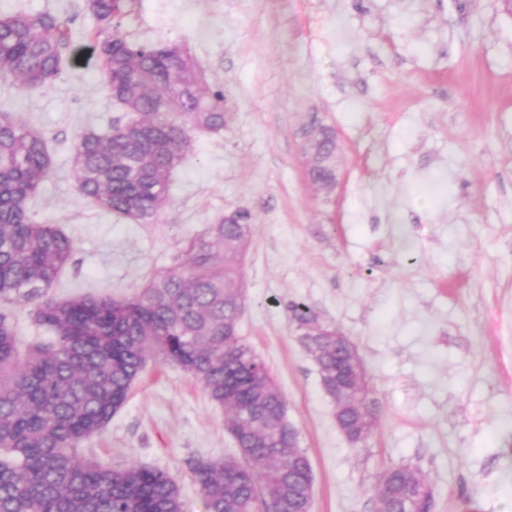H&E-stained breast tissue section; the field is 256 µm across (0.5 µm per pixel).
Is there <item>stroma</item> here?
<instances>
[{
    "instance_id": "obj_1",
    "label": "stroma",
    "mask_w": 512,
    "mask_h": 512,
    "mask_svg": "<svg viewBox=\"0 0 512 512\" xmlns=\"http://www.w3.org/2000/svg\"><path fill=\"white\" fill-rule=\"evenodd\" d=\"M72 33L51 86L0 77V111L45 141L30 208L74 242L52 293H137L224 215L253 226L239 335L287 400L314 475L311 512H376L382 473L420 469L432 512H512V14L501 0H139L129 39L183 45L231 118L174 170L154 224L91 203L71 175L83 130L122 111L86 62V0H0ZM338 138V185L316 190L307 135ZM300 300L363 358L377 427L351 445L288 305ZM96 458L172 475L202 512L192 458L236 453L221 408L181 368L149 363L87 440Z\"/></svg>"
}]
</instances>
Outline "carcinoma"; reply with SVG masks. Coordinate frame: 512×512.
<instances>
[{
    "mask_svg": "<svg viewBox=\"0 0 512 512\" xmlns=\"http://www.w3.org/2000/svg\"><path fill=\"white\" fill-rule=\"evenodd\" d=\"M135 0H87L90 47L109 95L127 112L106 132L88 129L72 145L82 196L145 224L170 200V176L196 134L224 130V91L206 84L197 61L176 45L133 41L120 20ZM69 29L49 16L0 15V77L18 88L47 87L62 74ZM313 180L336 175V138L313 142ZM51 168L43 138L12 112H0V512H184L176 480L131 463L80 452L124 405L149 361L177 366L224 410L240 458L190 459L204 512H309L307 456L293 447L287 402L268 368L238 335L245 304L242 267L251 241L246 214L207 225L174 269L139 293L115 300H57L51 288L74 245L55 224L35 222L28 201ZM35 304L49 337L24 339L8 305ZM299 340L319 366L325 393L348 388L340 419L365 442L375 431V400L352 340L306 303L289 306ZM378 512H431L425 474L388 470Z\"/></svg>",
    "mask_w": 512,
    "mask_h": 512,
    "instance_id": "1",
    "label": "carcinoma"
}]
</instances>
